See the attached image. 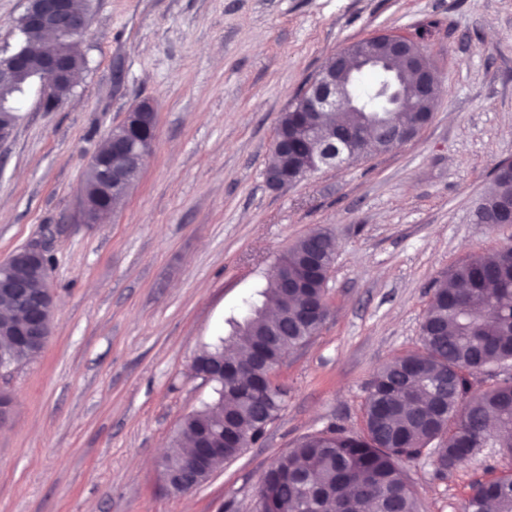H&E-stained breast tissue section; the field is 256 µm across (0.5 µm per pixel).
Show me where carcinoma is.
Listing matches in <instances>:
<instances>
[{"mask_svg":"<svg viewBox=\"0 0 512 512\" xmlns=\"http://www.w3.org/2000/svg\"><path fill=\"white\" fill-rule=\"evenodd\" d=\"M395 100L384 78L366 94L370 108ZM329 129L336 114L314 118L284 112L279 125L296 129L310 124ZM291 155L308 164L311 140L291 135ZM324 265L334 259L332 236L315 229L288 246L279 263L288 272L302 273L314 248ZM512 244L490 254H478L454 266L433 287L420 327L421 350L386 362L374 375L364 407V428L351 433L331 425L303 436L279 454L262 473L257 487L259 512H420L406 464L428 450L440 473L466 464L476 448H497L512 458ZM328 278L316 270L311 287L289 294L268 278L247 299L242 320L230 319L231 334L218 338L202 357L224 359V379L213 381L214 398L186 414L178 426L176 445L207 433L225 444L224 458L214 468L236 460L244 449L225 439L224 413L235 418V430L251 445L260 441L279 418L285 388L268 389L274 366L254 365L251 356H226L229 342L252 351L267 335L269 308H278L280 327L291 345H304L327 316ZM496 378L474 391L470 376ZM512 512V474L478 483L467 501V512Z\"/></svg>","mask_w":512,"mask_h":512,"instance_id":"carcinoma-1","label":"carcinoma"}]
</instances>
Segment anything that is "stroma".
<instances>
[{
    "instance_id": "1",
    "label": "stroma",
    "mask_w": 512,
    "mask_h": 512,
    "mask_svg": "<svg viewBox=\"0 0 512 512\" xmlns=\"http://www.w3.org/2000/svg\"><path fill=\"white\" fill-rule=\"evenodd\" d=\"M380 30L424 33L443 88L430 123L268 187L282 112ZM83 49L58 108L31 91L0 143V260L43 240L55 294L42 355L0 373V512H253L260 475L302 436L362 430L374 374L421 348L435 281L512 243V224L473 218L512 159V0H92ZM142 100L157 129L138 181L104 223H77L90 156ZM317 228L336 242L328 315L276 373L278 420L206 483L166 494L156 461L212 396L194 359ZM509 471L494 448L444 474L408 465L422 512H459L475 483Z\"/></svg>"
}]
</instances>
